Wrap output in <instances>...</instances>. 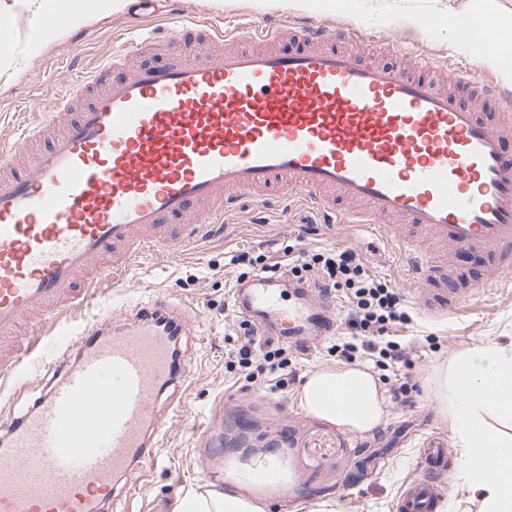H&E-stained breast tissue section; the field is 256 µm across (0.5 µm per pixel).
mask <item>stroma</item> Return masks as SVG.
Segmentation results:
<instances>
[{
    "label": "stroma",
    "mask_w": 512,
    "mask_h": 512,
    "mask_svg": "<svg viewBox=\"0 0 512 512\" xmlns=\"http://www.w3.org/2000/svg\"><path fill=\"white\" fill-rule=\"evenodd\" d=\"M469 2L345 0L338 9L314 6L302 11L289 7L288 0H161L159 19L152 24L133 18L126 7L95 16L63 40L43 45L19 0H0V19L8 21L10 42L9 48H0V142L15 140L19 108H49L79 71L112 52L130 53L134 65L156 66L193 51L194 41L169 36L189 18L231 28H275L306 16L325 21L336 34L335 45L358 55L404 66V58L380 45L381 39L396 38L430 61L450 55L464 67L476 62V55L449 41L441 23L451 15L467 16ZM350 23L372 34L373 42L339 37L338 29ZM312 224L318 235L308 234ZM285 245L298 252L351 249L371 274L390 280L405 299L410 319L393 327L391 334L405 347L406 358L385 367L376 366L369 355L358 359L359 365L373 369L384 391L403 383L410 388L409 404L389 402L386 421L373 433L359 435L309 415L297 400L311 371L341 363L335 352L347 335L341 296L316 294L315 303L329 302L334 328L308 338L303 351L290 354L283 370L270 372L259 358L245 372L227 366L228 351L239 347L243 336L233 290L240 273H257L253 267L231 265L229 259L246 252L279 261ZM126 283V288L106 291L88 308L61 312L62 327L98 321L108 332L127 323L130 307L158 295L181 300L196 315L189 336L178 346L184 376L172 389V405L161 408L163 426L150 476L141 478L135 470L119 477L117 512H173L177 498L198 487L240 494L263 512H308L318 499L336 501L342 512H394L399 492L425 475L419 459L423 441L435 435L448 439L449 450L457 448L427 393L431 367L463 349L512 338V280L467 299L457 312H427L397 250L365 227L333 223L330 214L284 189L266 205L247 199L223 223L205 225L197 246L187 252L143 255ZM47 321L43 314L22 327L24 336H40L41 342L15 371L0 376V429L30 412L53 384L55 361L67 339L47 334ZM267 462L277 472L276 482L253 483L251 474Z\"/></svg>",
    "instance_id": "35a3bbf8"
}]
</instances>
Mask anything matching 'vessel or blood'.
I'll return each instance as SVG.
<instances>
[{
  "label": "vessel or blood",
  "instance_id": "vessel-or-blood-1",
  "mask_svg": "<svg viewBox=\"0 0 512 512\" xmlns=\"http://www.w3.org/2000/svg\"><path fill=\"white\" fill-rule=\"evenodd\" d=\"M289 33L298 47L288 54L274 50L281 32L269 28L245 35L268 50L216 51L226 29L184 22L175 35L198 41L195 54L114 81L127 57L113 53L53 107L25 115L17 140L0 143L1 169L44 129L56 134L31 171L0 177V339L51 305H86L99 283L123 286L142 254L192 245L201 225L223 223L242 197L281 182L320 207L346 201L341 220L397 248L429 311H452L448 284L469 277L427 243L480 260L479 288L512 275V90L442 65L456 85L494 99L493 129L437 91L424 76L430 62L399 42L384 47L406 57L403 68L320 48L317 22ZM93 90L95 102L69 117L71 101ZM234 305L263 329L279 315L283 337L304 335L319 316L300 301L282 306L263 276L239 285ZM188 325L183 304L157 298L110 334L80 329L78 361L60 360L49 393L7 431L0 512H106L117 477L154 455L148 428ZM420 459L429 476L403 490L395 512H436L429 477L448 467L446 441L426 440Z\"/></svg>",
  "mask_w": 512,
  "mask_h": 512
}]
</instances>
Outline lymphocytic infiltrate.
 <instances>
[{"instance_id":"f902f5d3","label":"lymphocytic infiltrate","mask_w":512,"mask_h":512,"mask_svg":"<svg viewBox=\"0 0 512 512\" xmlns=\"http://www.w3.org/2000/svg\"><path fill=\"white\" fill-rule=\"evenodd\" d=\"M289 284L341 292L348 308L352 339L341 346L339 355L352 362L358 351L376 357L378 364L404 358L401 344L387 335L389 327L407 321L404 299L390 281L370 274L365 262L350 250H310L301 263L289 269ZM261 354L270 370L288 364L287 351L279 337L261 335L248 328L237 349L235 366L249 368L254 354Z\"/></svg>"}]
</instances>
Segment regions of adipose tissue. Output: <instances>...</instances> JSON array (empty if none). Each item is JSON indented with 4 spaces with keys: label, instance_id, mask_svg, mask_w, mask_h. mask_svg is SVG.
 Returning a JSON list of instances; mask_svg holds the SVG:
<instances>
[{
    "label": "adipose tissue",
    "instance_id": "obj_1",
    "mask_svg": "<svg viewBox=\"0 0 512 512\" xmlns=\"http://www.w3.org/2000/svg\"><path fill=\"white\" fill-rule=\"evenodd\" d=\"M126 0H23L39 20L37 38L52 44L96 15L121 10ZM470 18L485 27L488 39L466 42L488 62H496L492 42L512 36V21L498 17L492 0H474ZM441 420L459 445L457 471L480 512H512V342H489L460 352L431 376ZM308 414L356 434L371 432L387 417V400L374 375L359 365L319 368L299 393ZM174 512H262L250 499L208 489L186 492Z\"/></svg>",
    "mask_w": 512,
    "mask_h": 512
}]
</instances>
